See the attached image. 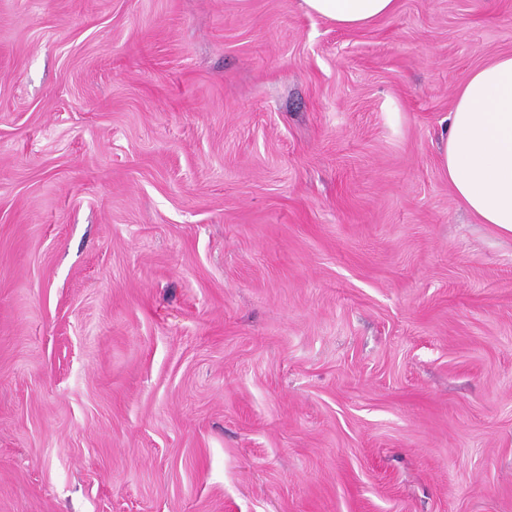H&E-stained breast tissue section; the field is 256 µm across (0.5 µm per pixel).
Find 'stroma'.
<instances>
[{"instance_id": "35a3bbf8", "label": "stroma", "mask_w": 512, "mask_h": 512, "mask_svg": "<svg viewBox=\"0 0 512 512\" xmlns=\"http://www.w3.org/2000/svg\"><path fill=\"white\" fill-rule=\"evenodd\" d=\"M512 0H0V512H512V238L439 161ZM307 14L323 18L339 29L357 30L370 26L398 9V0H302Z\"/></svg>"}]
</instances>
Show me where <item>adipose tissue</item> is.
<instances>
[{"mask_svg":"<svg viewBox=\"0 0 512 512\" xmlns=\"http://www.w3.org/2000/svg\"><path fill=\"white\" fill-rule=\"evenodd\" d=\"M306 13L357 30L396 13L398 0H302ZM440 166L462 206L512 237V54L474 70L458 88Z\"/></svg>","mask_w":512,"mask_h":512,"instance_id":"1","label":"adipose tissue"}]
</instances>
